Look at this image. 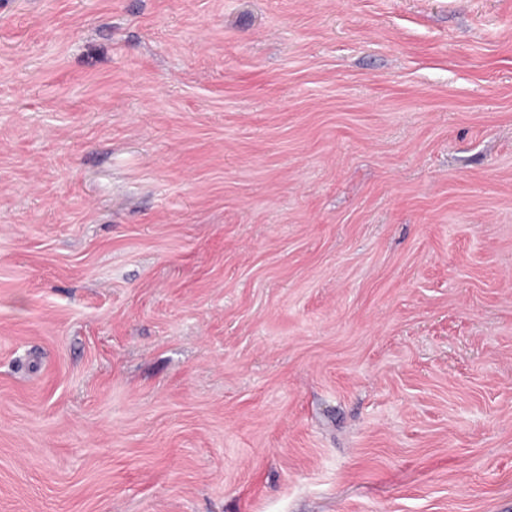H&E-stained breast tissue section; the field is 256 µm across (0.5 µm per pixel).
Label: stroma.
Listing matches in <instances>:
<instances>
[{
    "instance_id": "1",
    "label": "stroma",
    "mask_w": 512,
    "mask_h": 512,
    "mask_svg": "<svg viewBox=\"0 0 512 512\" xmlns=\"http://www.w3.org/2000/svg\"><path fill=\"white\" fill-rule=\"evenodd\" d=\"M0 512H512V0H0Z\"/></svg>"
}]
</instances>
